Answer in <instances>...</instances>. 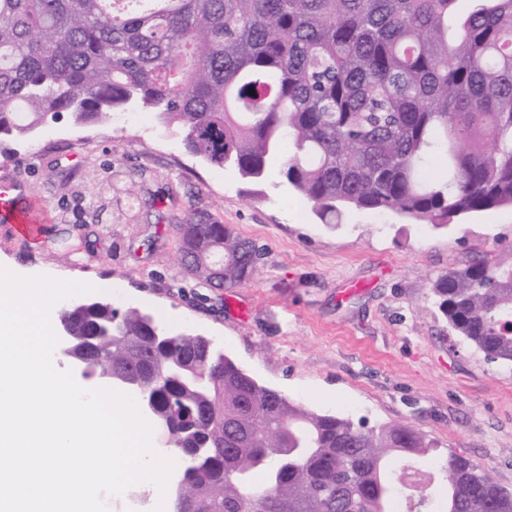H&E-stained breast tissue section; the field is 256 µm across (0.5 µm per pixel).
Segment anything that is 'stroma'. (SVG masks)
<instances>
[{
	"mask_svg": "<svg viewBox=\"0 0 512 512\" xmlns=\"http://www.w3.org/2000/svg\"><path fill=\"white\" fill-rule=\"evenodd\" d=\"M1 183L39 208L42 232L0 219V264L93 284L94 300L212 339L305 408L410 426L512 490V366L455 338L434 295L448 269L512 255V208L445 229L351 211L332 229L278 169L254 187L140 109L0 142ZM187 222L261 245L255 281L227 293L186 275L174 227Z\"/></svg>",
	"mask_w": 512,
	"mask_h": 512,
	"instance_id": "1",
	"label": "stroma"
}]
</instances>
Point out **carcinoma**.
<instances>
[{
	"label": "carcinoma",
	"mask_w": 512,
	"mask_h": 512,
	"mask_svg": "<svg viewBox=\"0 0 512 512\" xmlns=\"http://www.w3.org/2000/svg\"><path fill=\"white\" fill-rule=\"evenodd\" d=\"M130 107L247 182L278 159L331 228L352 209L446 227L512 208V0H469L464 12L457 0H0V139ZM176 232L199 283L255 280L262 248L233 227ZM220 247L222 273L210 262ZM434 294L458 336L512 363V262L454 269ZM114 315L56 312L87 373L152 389L190 462L176 512H394L408 506L394 468L404 455L434 465L444 512H512V491L477 462L435 453L408 426L308 411L199 338H156L134 308L100 335ZM175 365L197 369L205 394L169 377Z\"/></svg>",
	"instance_id": "1"
}]
</instances>
